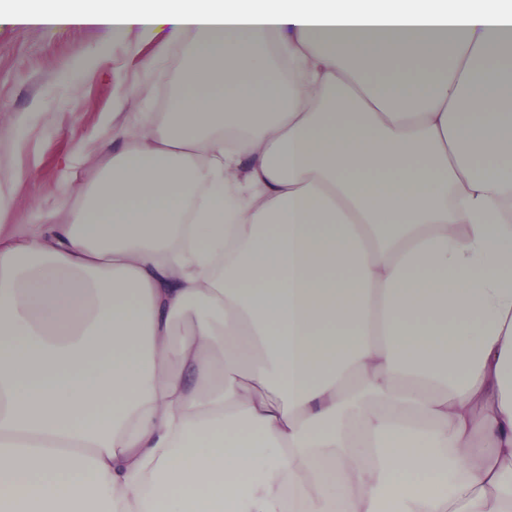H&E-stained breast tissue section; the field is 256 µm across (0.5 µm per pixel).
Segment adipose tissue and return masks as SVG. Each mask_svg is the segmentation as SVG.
Masks as SVG:
<instances>
[{"mask_svg":"<svg viewBox=\"0 0 512 512\" xmlns=\"http://www.w3.org/2000/svg\"><path fill=\"white\" fill-rule=\"evenodd\" d=\"M1 23L193 40L166 120L0 236V512H512V0Z\"/></svg>","mask_w":512,"mask_h":512,"instance_id":"ef3b65f1","label":"adipose tissue"}]
</instances>
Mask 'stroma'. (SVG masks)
<instances>
[{
  "label": "stroma",
  "instance_id": "stroma-1",
  "mask_svg": "<svg viewBox=\"0 0 512 512\" xmlns=\"http://www.w3.org/2000/svg\"><path fill=\"white\" fill-rule=\"evenodd\" d=\"M188 41L85 27L0 28V231L63 217L108 141L158 112L188 73Z\"/></svg>",
  "mask_w": 512,
  "mask_h": 512
}]
</instances>
